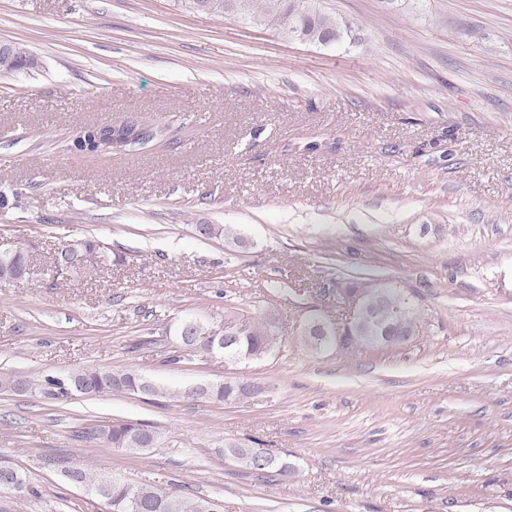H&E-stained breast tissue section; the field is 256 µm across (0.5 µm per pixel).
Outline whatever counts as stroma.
<instances>
[{
	"mask_svg": "<svg viewBox=\"0 0 512 512\" xmlns=\"http://www.w3.org/2000/svg\"><path fill=\"white\" fill-rule=\"evenodd\" d=\"M316 4L348 24L342 46L185 0H0V40L40 60L0 72V251L33 247L30 276L0 284V374L96 367L167 391H0V465L36 490L0 492V512H102L49 455L220 512H512V0ZM107 122L173 144L67 150ZM82 237L111 263L53 276L55 245ZM356 277L402 290L417 334L310 350V318L350 321ZM228 311L279 317V349L237 367L263 394L182 398L226 369L174 325ZM112 419L160 448L79 438ZM253 439L295 475L225 460Z\"/></svg>",
	"mask_w": 512,
	"mask_h": 512,
	"instance_id": "35a3bbf8",
	"label": "stroma"
}]
</instances>
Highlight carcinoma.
<instances>
[{
	"instance_id": "cac0c4a2",
	"label": "carcinoma",
	"mask_w": 512,
	"mask_h": 512,
	"mask_svg": "<svg viewBox=\"0 0 512 512\" xmlns=\"http://www.w3.org/2000/svg\"><path fill=\"white\" fill-rule=\"evenodd\" d=\"M190 8L208 14L233 16L245 22L271 27L286 34L289 30L303 26L305 31L333 30L341 32L348 25L337 16H331L316 7L304 11L308 0H187ZM11 69L26 66L36 56L17 44L10 47ZM98 126L91 125L67 146L69 150L91 153ZM103 140L117 138L128 141L130 146L145 147L149 144H163L164 129L141 127L124 123L102 131ZM107 262V254L98 242L91 239H74L60 245L52 258L51 267L60 273L63 264L71 265V273L87 274ZM30 255L28 249L0 254V280L20 279L29 274ZM349 296L358 295L365 305V312L350 323L342 332L363 339L372 334L374 328H383L393 323L397 295L388 294L386 288L377 283H363L346 289ZM404 312L398 319V328L407 336H414L418 330V317L410 304L403 305ZM216 323L203 319L181 320L176 326L179 342L186 349H193L197 342H209L214 335ZM277 317L271 312L252 320L240 336L224 337V352H230L241 361L260 360L268 356L278 344L275 334ZM69 386L63 387L54 377L47 376L37 384L44 398L63 403L75 393L98 395L114 391L135 392V385L142 378L133 372H115L100 368H85L67 375ZM244 392L240 379H224L215 383L211 398L218 402L232 400ZM152 426L139 421L117 420L92 425L84 430L85 437L98 440L114 448L141 453L152 450L149 444ZM234 462L255 473L271 474L281 481L293 476L294 466L288 458L271 453L265 448L236 445L227 449ZM48 466L60 471L67 481L76 480L93 491L103 483L105 475L94 474L76 460L63 457L46 458ZM111 512H218L214 502L205 499H189L179 495L160 492L143 486H135L120 480L109 488Z\"/></svg>"
}]
</instances>
